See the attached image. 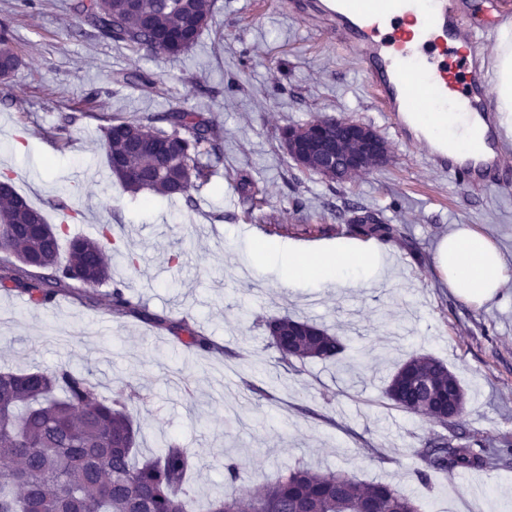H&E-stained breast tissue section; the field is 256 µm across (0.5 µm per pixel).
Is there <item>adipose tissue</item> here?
I'll list each match as a JSON object with an SVG mask.
<instances>
[{"label": "adipose tissue", "instance_id": "ef3b65f1", "mask_svg": "<svg viewBox=\"0 0 512 512\" xmlns=\"http://www.w3.org/2000/svg\"><path fill=\"white\" fill-rule=\"evenodd\" d=\"M494 88L500 124L512 134V20L497 28L494 56ZM407 119L432 145L457 153H469L479 132L470 125L464 137L449 136L448 130L458 118L455 114L411 112ZM255 262H277L283 270V282L291 286L304 281L324 288L330 284L358 286L370 267L382 256L376 243L355 241L336 245L291 244L279 247L268 241L255 242ZM435 268L448 289L466 301L483 305L492 302L506 283L512 281L498 248L470 226L459 225L442 238L435 252Z\"/></svg>", "mask_w": 512, "mask_h": 512}]
</instances>
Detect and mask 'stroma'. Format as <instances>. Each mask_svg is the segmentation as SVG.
Masks as SVG:
<instances>
[{"mask_svg":"<svg viewBox=\"0 0 512 512\" xmlns=\"http://www.w3.org/2000/svg\"><path fill=\"white\" fill-rule=\"evenodd\" d=\"M454 2L480 39L512 18V0ZM72 3L0 0L21 59L0 81V172L49 223H59L62 202L74 233L93 237L112 225L114 280L151 311L188 317L221 351L202 356L167 331L113 315L111 283L95 288L92 306L62 295L35 307L0 288V369L65 365L88 373L107 397L138 389L144 400L129 411L140 452L171 438L197 456L195 512L223 491L228 459L261 483L301 464L392 483L422 512H512V463L420 480L418 452L443 429L383 393L399 363L432 354L465 392L463 429L490 448L512 445V281L477 306L442 285L433 261L438 242L466 224L512 266V173L503 186L477 190L433 165L423 145L399 139L335 28L311 24L309 0H212L209 27L176 58L92 33ZM135 69L154 87L116 82ZM175 109L203 113L224 131V161L190 206L125 193L102 150L106 117ZM72 112L70 139L59 140L54 129ZM319 116L370 124L388 142L390 162L341 187L302 172L279 130ZM243 174L263 189V202L238 192ZM347 203L404 230V241L383 244V267L361 286L287 288L278 266L252 263V226L266 227L272 242L333 243L347 237L338 217ZM284 312L346 336L344 357L285 372L256 324Z\"/></svg>","mask_w":512,"mask_h":512,"instance_id":"35a3bbf8","label":"stroma"}]
</instances>
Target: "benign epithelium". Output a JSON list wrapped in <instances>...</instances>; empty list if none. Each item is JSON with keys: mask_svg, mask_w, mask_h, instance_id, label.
<instances>
[{"mask_svg": "<svg viewBox=\"0 0 512 512\" xmlns=\"http://www.w3.org/2000/svg\"><path fill=\"white\" fill-rule=\"evenodd\" d=\"M345 123L344 139L332 137L331 129L322 122L303 125L298 132L299 167L327 179L335 167L374 168L388 161L389 145L374 127L350 118Z\"/></svg>", "mask_w": 512, "mask_h": 512, "instance_id": "benign-epithelium-1", "label": "benign epithelium"}]
</instances>
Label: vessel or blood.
<instances>
[{
    "label": "vessel or blood",
    "instance_id": "1",
    "mask_svg": "<svg viewBox=\"0 0 512 512\" xmlns=\"http://www.w3.org/2000/svg\"><path fill=\"white\" fill-rule=\"evenodd\" d=\"M400 13L367 12L350 0H316L319 16L335 22L340 41L364 67L383 111H412L410 90L421 86L434 111L456 109L496 121L486 99L489 86L478 65L482 44L457 19L449 0H406ZM440 168L473 186L489 183L492 171L507 166L504 155L475 161L435 152Z\"/></svg>",
    "mask_w": 512,
    "mask_h": 512
}]
</instances>
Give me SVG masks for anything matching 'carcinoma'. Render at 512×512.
Segmentation results:
<instances>
[{
    "mask_svg": "<svg viewBox=\"0 0 512 512\" xmlns=\"http://www.w3.org/2000/svg\"><path fill=\"white\" fill-rule=\"evenodd\" d=\"M74 10L98 33L139 51L179 56L196 45L212 19L211 0H78ZM15 36L0 22V63H15ZM102 149L112 175L132 194L148 191L167 199H190L224 160V139L196 112L175 110L135 117L113 115L103 127ZM17 191L0 194V214L10 226L0 232V288L14 290L35 306L63 294H88L112 279L113 228L103 224L96 239L67 237L68 225L49 224ZM347 235L389 242L401 228L384 224L365 208L353 207ZM110 309L166 330L198 353L224 349L195 330L186 318L148 310L115 287ZM266 348L278 364L317 359L332 362L345 337L306 320L263 316ZM402 410L428 417L439 413L433 398L465 395L443 361L418 353L401 364L384 390ZM133 393L110 397L85 374L67 366L53 370L0 371V512H188V478L196 455L176 441L142 456L137 428L127 412ZM433 471L465 472L512 460V450L484 444L452 445L438 435L419 452ZM224 494L207 512H353L367 503L375 512H418L397 487L361 482L346 474L295 466L271 485L245 480L238 462L224 463Z\"/></svg>",
    "mask_w": 512,
    "mask_h": 512,
    "instance_id": "obj_1",
    "label": "carcinoma"
}]
</instances>
